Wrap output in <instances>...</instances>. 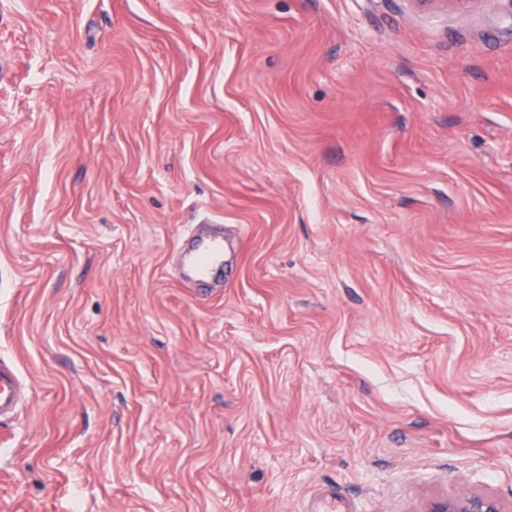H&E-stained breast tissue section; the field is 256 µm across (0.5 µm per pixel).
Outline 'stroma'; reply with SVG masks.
Here are the masks:
<instances>
[{"label": "stroma", "mask_w": 512, "mask_h": 512, "mask_svg": "<svg viewBox=\"0 0 512 512\" xmlns=\"http://www.w3.org/2000/svg\"><path fill=\"white\" fill-rule=\"evenodd\" d=\"M0 360V512H512V0H0ZM183 255L192 276L203 279L223 259L224 242L220 238L189 240ZM28 393L29 386L17 369L0 362V420L16 416L25 405ZM494 500L481 497L448 499L431 504L428 512H501Z\"/></svg>", "instance_id": "stroma-1"}]
</instances>
